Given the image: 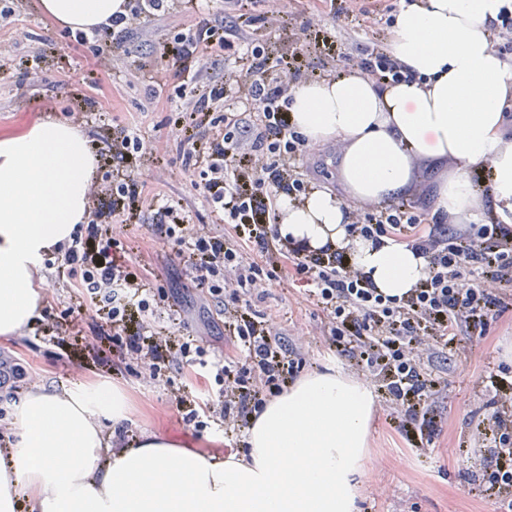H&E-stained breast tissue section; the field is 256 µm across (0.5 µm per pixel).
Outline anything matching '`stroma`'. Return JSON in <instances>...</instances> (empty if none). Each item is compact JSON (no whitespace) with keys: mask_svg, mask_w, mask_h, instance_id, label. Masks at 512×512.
Returning <instances> with one entry per match:
<instances>
[{"mask_svg":"<svg viewBox=\"0 0 512 512\" xmlns=\"http://www.w3.org/2000/svg\"><path fill=\"white\" fill-rule=\"evenodd\" d=\"M39 2L12 0L11 15L0 17V45L14 60L9 79L0 82V140L24 136L43 120L65 121L70 112H84L86 119L79 128L97 158L95 177L132 176L144 194L159 196L161 203L189 214L193 223L211 225L227 242L239 244L249 257L273 272L265 287L247 293L250 316L273 324L283 350L294 349L298 337H308L302 375L332 370L353 376L348 353L332 354L325 343L311 339L313 327L324 321L326 314L292 264L239 239L232 226L211 213L192 186L193 173L186 165L172 103L180 84L178 72L202 71L206 83L221 90L226 102H233V90L224 86V68L234 61V52L181 58L172 52L173 35L161 17L121 37L119 44L129 64L167 63L160 75L166 91L149 104L141 87L99 74L89 45L78 42L74 30L43 14ZM345 5V0H288L289 11L321 33L319 40L304 47V71L322 69L328 60L326 46L348 55L374 41L377 33L390 29L402 0H361V7L377 19L369 28L345 14ZM179 7L185 23H194L204 14L234 40L254 39L274 53L288 49V31L263 28L261 0H249L247 6L232 11L225 8L224 0H181ZM130 127L139 128L147 142H162V150L144 151L133 160L111 157L113 137ZM159 222L155 211L142 209L130 223L117 225L113 250L142 277L151 294L175 301L184 325L164 317L161 326L176 333L188 328L203 347L207 361L237 359L240 351L224 327L217 301L199 287L190 263L161 238ZM34 281L46 292L34 322L14 339L0 341V361L24 371L13 385L0 388V455L6 457L13 451L10 402L31 391L57 390L76 381L104 382L124 394L127 419L119 436H108V445L121 438L131 444L154 434L219 461L246 455L243 437L225 436L213 424L195 427L170 401L171 388L206 387V379L195 367L170 365L162 380L150 384L143 365L136 361L113 363L83 346L44 339L37 332L38 322L68 318L69 308L78 302V278L59 271L58 261L52 257L38 267ZM430 371L436 386L431 391L430 416L422 425L425 454H418L406 438L402 428L405 412L392 418L384 407H377L356 477V512H501L499 503L478 492L479 486L490 480L491 467L481 465L461 445L471 429L495 410L484 389L486 380L493 376L512 383V307L489 320L484 336L463 331L453 347L437 346Z\"/></svg>","mask_w":512,"mask_h":512,"instance_id":"obj_1","label":"stroma"}]
</instances>
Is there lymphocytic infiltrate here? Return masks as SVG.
<instances>
[{
  "label": "lymphocytic infiltrate",
  "mask_w": 512,
  "mask_h": 512,
  "mask_svg": "<svg viewBox=\"0 0 512 512\" xmlns=\"http://www.w3.org/2000/svg\"><path fill=\"white\" fill-rule=\"evenodd\" d=\"M164 16L183 51L215 54L230 47L222 28L204 17L186 25L177 0H134L128 13L113 16L112 27L127 34L148 19ZM90 44L105 74L121 76L126 84L143 88L147 101L159 98L163 85L144 66L128 65L124 54L102 39L100 30L78 32ZM301 46L289 55L273 57L262 45L248 43L246 60L224 74L242 111L218 113L219 97L207 89L197 73L186 72L189 93L176 105L190 149L186 160L199 168V188L212 212L234 225L260 251H274L288 259L303 275L321 307L328 312L326 326L317 336L332 342L342 337L356 370L379 381L378 392L388 409L404 407L411 419L426 417L433 383L422 374L438 343L454 344L461 328L484 330L512 300V231L505 229L494 211H486L482 225L427 224L411 204H379L351 210V225L373 239L405 236L429 260L428 274L404 299L376 292L371 282L352 271L341 253H314L306 246L283 240L278 224V194L306 195L308 183L300 171L305 146L287 120L288 88L300 78L297 61ZM327 77L359 76L376 88L409 78L407 66L390 48L382 33L355 56L324 66ZM144 199L133 179L102 178L89 193L88 211L95 217L85 235L74 236L61 249V262L79 270L82 299L99 318L95 340L118 355L143 361L151 379H159L170 363L199 366L214 377L213 388L191 393L180 388L171 400L188 420L199 417L220 421L225 433L240 432L269 398L293 384L298 368L276 343L271 324L236 314L227 327L237 335L243 351L238 361H199L190 341L158 328L147 290L130 266L112 254L116 224L131 220ZM167 216L161 234L173 242L178 254L187 255L199 280L220 278L232 297L255 287L263 271L248 261L244 251L227 243L208 228L178 216L173 206L162 205ZM485 390L495 405L492 424H478L468 446L473 452L488 448L495 460V477L483 495L512 503V389L490 379Z\"/></svg>",
  "instance_id": "1"
}]
</instances>
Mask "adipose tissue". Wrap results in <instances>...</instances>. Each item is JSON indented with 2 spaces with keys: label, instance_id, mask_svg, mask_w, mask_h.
Instances as JSON below:
<instances>
[{
  "label": "adipose tissue",
  "instance_id": "ef3b65f1",
  "mask_svg": "<svg viewBox=\"0 0 512 512\" xmlns=\"http://www.w3.org/2000/svg\"><path fill=\"white\" fill-rule=\"evenodd\" d=\"M40 3L47 16L82 30L125 10V0ZM503 4L407 0L390 44L412 82L382 91L357 76L293 84L289 124L307 145L335 143L343 191L316 190L300 201L281 195L280 237L344 253L379 293L398 299L426 278V258L407 244L352 233L349 206L402 194L418 162L449 161L436 214L480 223L469 172L487 168L491 204L512 223V69L489 28ZM94 166L86 137L69 122L48 120L0 141V338L34 318L40 292L32 273L84 221ZM375 406L363 382L337 372L306 376L252 417L248 460L217 461L155 435L107 448L105 428L126 419L123 394L108 385L34 391L13 404L0 512H355Z\"/></svg>",
  "mask_w": 512,
  "mask_h": 512
}]
</instances>
